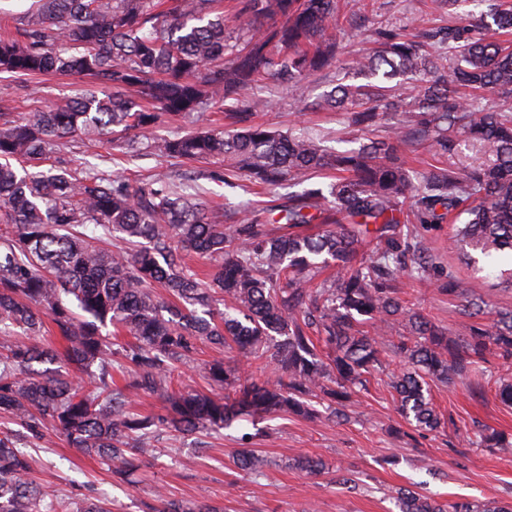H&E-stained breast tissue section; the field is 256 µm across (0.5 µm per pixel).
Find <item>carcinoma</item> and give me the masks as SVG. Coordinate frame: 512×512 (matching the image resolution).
<instances>
[{
    "label": "carcinoma",
    "instance_id": "1",
    "mask_svg": "<svg viewBox=\"0 0 512 512\" xmlns=\"http://www.w3.org/2000/svg\"><path fill=\"white\" fill-rule=\"evenodd\" d=\"M512 29V6L485 14ZM239 33L224 36L223 0H35L0 36V76L82 75L88 87L65 104L22 120L0 112V324L24 336L0 352V412L21 430L0 434V512H111L104 500L77 506L50 499L30 478L23 444L52 429L85 454L101 458L124 481L135 461L151 457L169 432L214 433L240 418L316 414L313 400L341 404L393 354L403 364L393 383L409 424L441 427L428 380L453 385L488 354L512 357V312L468 335L420 314L396 343L357 326L389 325L405 313L393 281H422L427 252L400 224H442L451 214L450 245L479 259L512 255V111L480 104L479 94L512 95V44L489 40L471 25L379 33L380 49L352 68L375 78L419 77L407 94L375 83L338 85L317 104L349 114L364 142L332 151L319 140L253 123L269 101L255 82L304 93L307 78L339 52L336 0H236ZM224 109L230 127L155 135L166 117ZM397 137H371L386 115ZM472 154L458 156L459 138ZM80 142L149 150L193 162L222 160L269 193L330 169L328 191L311 187L288 202L244 213L232 231L224 212L157 178L114 174L76 157ZM427 144L443 164L424 173L405 168L399 150ZM410 208L403 210V203ZM284 222L275 233L269 224ZM325 224L316 234L310 224ZM215 263L205 282L189 273L182 252ZM336 278L313 289L323 267ZM167 297L156 295L155 287ZM480 284L448 275L446 291L467 316L484 314ZM50 320L64 340L58 352L26 341ZM134 342L121 346L118 336ZM273 364V378L243 375L239 361H215L202 393L172 388L175 372L199 342ZM76 366L75 380L53 367ZM129 372L127 388L112 371ZM160 398L165 413L130 409L129 391ZM241 470L266 460L242 448ZM151 512H220L168 500ZM401 512H512L492 501L440 504L409 491Z\"/></svg>",
    "mask_w": 512,
    "mask_h": 512
}]
</instances>
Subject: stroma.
Listing matches in <instances>:
<instances>
[{"label":"stroma","mask_w":512,"mask_h":512,"mask_svg":"<svg viewBox=\"0 0 512 512\" xmlns=\"http://www.w3.org/2000/svg\"><path fill=\"white\" fill-rule=\"evenodd\" d=\"M447 12L440 0H339L336 37L342 52L335 63L311 75L300 98L258 83L254 95L270 99L272 105L256 113V122L283 131L293 127L332 148L346 149L355 137L346 114L311 110L308 102L336 85L354 83L349 62L372 48L378 31L442 26ZM86 83L78 75L47 77L34 89L0 81V105L21 118L33 109L65 103ZM111 168L120 175H154L186 192H198L204 201L230 207L224 219L228 229L241 207L259 210L270 202L268 194L221 182L220 161L183 163L144 151L130 156L116 148ZM449 230L446 223L418 226L435 264L426 280L402 278L396 286L411 311L456 336L470 320L461 311L460 298L442 293L441 285L452 275L465 283L480 281L491 312L512 310V284L503 276L512 269V259L503 257L477 269L463 251L449 249ZM399 370L397 360L385 357L383 377H372L331 419L282 414L259 424L240 420L218 435L171 433L162 451L123 482L113 479L102 460L83 455L64 435L49 430L28 447L33 475L48 493L78 504L105 499L112 512H148L162 498L208 503L224 512H399L398 494L404 489L443 504L512 502V453L480 444L487 428L512 437V407L496 396L499 378L512 377V359L491 355L463 383L432 384L431 396L444 422L436 431L416 429L401 416L396 394L386 382ZM242 448L257 449L266 457L261 474L235 467L233 458ZM304 456L321 458L327 473L298 469L295 462ZM337 470L351 473L354 487L335 483Z\"/></svg>","instance_id":"1"}]
</instances>
